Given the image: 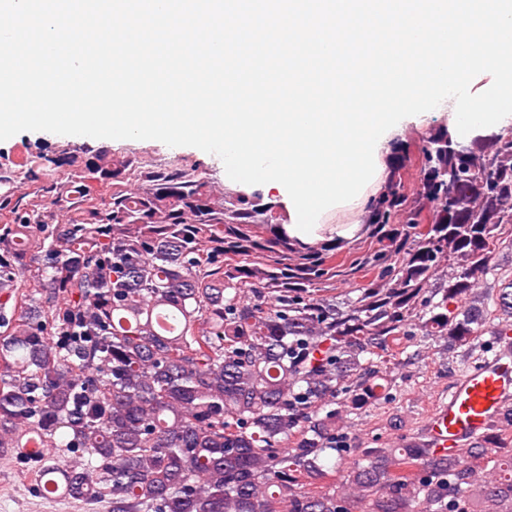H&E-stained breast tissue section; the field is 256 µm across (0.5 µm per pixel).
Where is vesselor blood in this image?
Returning a JSON list of instances; mask_svg holds the SVG:
<instances>
[{"label":"vessel or blood","mask_w":512,"mask_h":512,"mask_svg":"<svg viewBox=\"0 0 512 512\" xmlns=\"http://www.w3.org/2000/svg\"><path fill=\"white\" fill-rule=\"evenodd\" d=\"M512 408V352L500 350L462 375L423 427L424 443L463 454Z\"/></svg>","instance_id":"b4317fda"}]
</instances>
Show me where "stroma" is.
Returning <instances> with one entry per match:
<instances>
[{
    "label": "stroma",
    "mask_w": 512,
    "mask_h": 512,
    "mask_svg": "<svg viewBox=\"0 0 512 512\" xmlns=\"http://www.w3.org/2000/svg\"><path fill=\"white\" fill-rule=\"evenodd\" d=\"M448 113L434 110L418 122L405 125L400 138L411 150V162L402 182L408 196L418 189L420 147L432 129L447 125ZM131 158L144 169L177 164L205 173L215 184L224 182L221 159L190 146L170 147L157 140L95 139L49 132L25 131L0 142V169L14 170L10 186L0 185L13 204L0 208V224L20 222L23 213L50 205L56 189L74 173L64 155L83 160L98 152ZM495 352L490 334L477 337L468 346L446 351L443 340L422 336L405 337L400 345L375 348L366 353L363 364L383 371L391 381L390 396L362 412L344 417L339 431L349 447L391 448L400 442L419 439L426 414L447 396L456 379ZM0 512H112L106 499L75 501L58 495L40 496L28 471L15 458L0 459Z\"/></svg>",
    "instance_id": "obj_1"
}]
</instances>
